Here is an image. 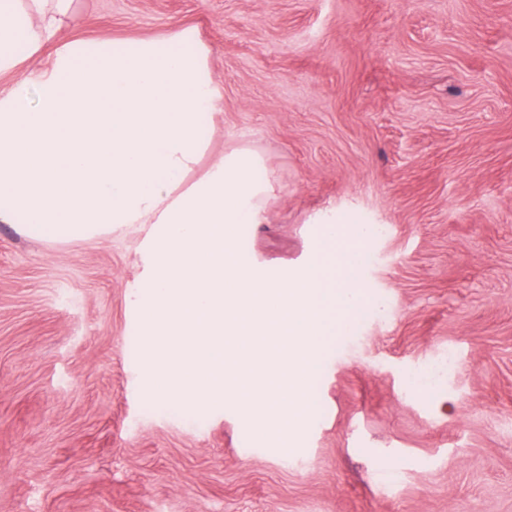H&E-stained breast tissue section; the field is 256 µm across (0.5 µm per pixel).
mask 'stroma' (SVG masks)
I'll list each match as a JSON object with an SVG mask.
<instances>
[{"label":"stroma","mask_w":512,"mask_h":512,"mask_svg":"<svg viewBox=\"0 0 512 512\" xmlns=\"http://www.w3.org/2000/svg\"><path fill=\"white\" fill-rule=\"evenodd\" d=\"M56 43L195 31L224 94L211 152L276 184L254 260L325 224L380 313L323 352L298 451L242 412L141 391L137 228L0 223V512H512V0H76ZM26 62L33 77L55 49Z\"/></svg>","instance_id":"stroma-1"}]
</instances>
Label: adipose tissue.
<instances>
[{"mask_svg":"<svg viewBox=\"0 0 512 512\" xmlns=\"http://www.w3.org/2000/svg\"><path fill=\"white\" fill-rule=\"evenodd\" d=\"M73 2L0 0V76L76 22ZM56 44L33 81L0 91V223L49 241L146 225L135 306L154 400L237 405L256 440L295 448L321 344L367 302L357 235L327 225L291 275L244 259L238 229L263 221L274 184L251 149L209 155L223 91L192 30Z\"/></svg>","mask_w":512,"mask_h":512,"instance_id":"1","label":"adipose tissue"}]
</instances>
